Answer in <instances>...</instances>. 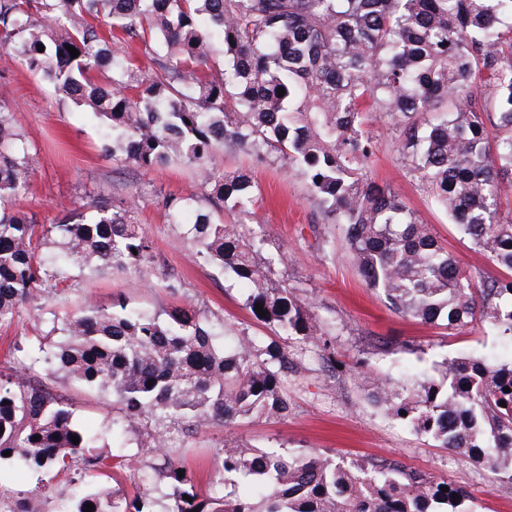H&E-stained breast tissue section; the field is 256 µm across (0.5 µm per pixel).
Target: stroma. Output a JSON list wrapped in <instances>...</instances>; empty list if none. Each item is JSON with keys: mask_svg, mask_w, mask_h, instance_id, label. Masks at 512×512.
<instances>
[{"mask_svg": "<svg viewBox=\"0 0 512 512\" xmlns=\"http://www.w3.org/2000/svg\"><path fill=\"white\" fill-rule=\"evenodd\" d=\"M0 104L10 107L16 128L34 158L28 194L19 202L39 223L55 224L73 216L87 196L115 206H133L152 243L154 260L125 274H93L72 270L66 293L48 308L22 307L12 324L0 327V362L14 341L34 336L50 313L78 311L84 300L110 307L122 297L142 308L159 310L187 300L206 316L223 322L226 347L251 337L278 341L298 363L283 380L290 409L287 417H257L186 436L180 459L194 477L196 491L207 495V474L220 448L239 441L263 448L285 445L371 463L398 461L405 468L463 488L476 500L478 512H512V484L495 482L470 458L437 447L426 436L390 420L377 406L354 362L375 374L400 378L424 372L439 376L447 361L469 353L489 360L512 355V338L486 322L455 332L444 324L429 325L395 312L382 292L367 288L347 259L345 228L325 224L306 186L290 171L288 159L257 160L248 151L224 149L216 154L220 171L245 170L258 188V220L248 224L261 239L259 259L285 252L287 265L274 268L277 280L288 283L301 300L314 303L327 319L328 339L336 347V367L321 365L316 347L298 336H278L275 327L257 321L246 306L248 290L219 267L195 255L186 235L194 219L169 223L162 204L167 195L195 193L206 205L208 187L187 164L143 170L117 162L102 150L100 120L87 108L58 103L52 87L24 66L12 51L0 48ZM375 152L366 172L369 179L392 187L416 218L460 263L477 276L496 275V267L461 238L437 207L395 146L390 126L371 127ZM47 384L69 398L80 426L103 430L120 418L111 395L83 389L62 373ZM47 491V512H58L76 489L68 477L35 473L0 463V488L22 497L36 485Z\"/></svg>", "mask_w": 512, "mask_h": 512, "instance_id": "stroma-1", "label": "stroma"}]
</instances>
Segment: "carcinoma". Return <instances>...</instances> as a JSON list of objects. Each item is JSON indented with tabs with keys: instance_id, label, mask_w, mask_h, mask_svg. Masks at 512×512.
<instances>
[{
	"instance_id": "carcinoma-1",
	"label": "carcinoma",
	"mask_w": 512,
	"mask_h": 512,
	"mask_svg": "<svg viewBox=\"0 0 512 512\" xmlns=\"http://www.w3.org/2000/svg\"><path fill=\"white\" fill-rule=\"evenodd\" d=\"M130 43L147 69L117 57ZM0 47L59 99L106 121L112 159L141 169L191 164L213 207L243 224L256 215L253 182L242 171L214 172L216 147L288 158L322 223L346 226L360 276L396 312L452 328L485 319L512 336V0H0ZM103 69L112 70L105 83ZM428 113L433 121L422 122ZM385 120L448 220L504 274L473 277L397 193L367 178L368 126ZM19 140L12 112L0 108V325L60 296L73 268L124 271L153 260L131 207L90 198V216L58 224L15 209L33 174ZM196 203L193 193L164 198L172 224L195 210L188 232L197 257L247 284L251 313L257 303L267 311L259 321L322 343L320 359L333 362L325 321L274 279L287 254L261 263L259 243ZM221 336L223 324L189 303L150 312L118 298L48 319L46 335L14 343L19 356L0 368V461L9 450L29 469L73 482L114 466L148 468L170 488L163 512H474L468 492H443V482L393 460L244 443L219 450L211 493L200 498L192 476H178L184 467L169 439L289 409L288 352L252 338L228 350ZM40 361L111 394L123 420L108 432L76 426L71 405L37 380ZM369 386L390 418L512 483V357L493 365L460 357L438 381L373 377ZM142 423L149 429L136 452L114 464L94 452ZM228 481L254 483L256 495L226 493ZM156 491L138 484L117 498L83 487L61 512L89 503L93 512H156ZM43 499L40 486L16 501L0 491V512H44Z\"/></svg>"
}]
</instances>
